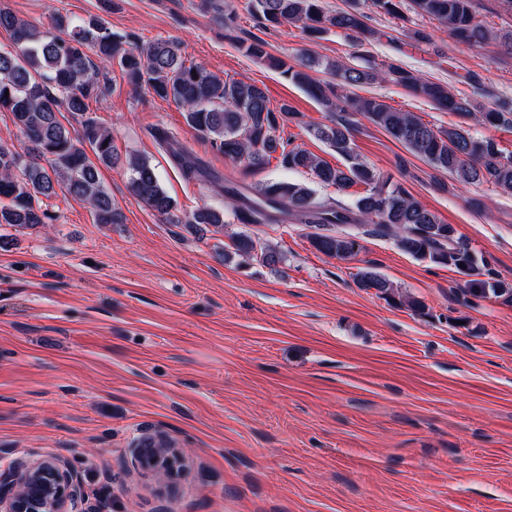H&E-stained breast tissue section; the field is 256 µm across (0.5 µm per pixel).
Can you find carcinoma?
Returning a JSON list of instances; mask_svg holds the SVG:
<instances>
[{"instance_id": "obj_1", "label": "carcinoma", "mask_w": 512, "mask_h": 512, "mask_svg": "<svg viewBox=\"0 0 512 512\" xmlns=\"http://www.w3.org/2000/svg\"><path fill=\"white\" fill-rule=\"evenodd\" d=\"M416 10L437 19L455 37L470 44L484 43L492 34L476 17L472 0H411ZM254 10L273 26L299 24L310 35H322L332 28L359 40L380 39L382 34L368 28L367 16L356 9L325 11L322 0H253ZM55 34L0 9V30L7 32L13 49L0 50V112H8L25 139L18 151L0 142V225L33 228L46 223L47 210L41 198L56 189L88 202L98 224H119L121 214L100 182V167L125 166L129 171L130 193L166 224L194 227L224 226V211L201 206L191 214H180L176 202L161 186L154 167L145 157L122 158L112 132L89 115V101L106 94L109 83L105 70L116 66L128 83L146 88L155 96L171 101L183 112L186 124L197 135L210 140L224 159L244 167L261 168L276 161L284 170L303 169L315 182L346 192L354 186L364 190L350 207L338 200L318 196L305 184L285 180L269 181L245 193L209 171L172 132H162L158 143L172 157L187 181H208L234 202L235 217L242 224L278 223L293 218L317 228L372 224L373 232L388 236L396 247L423 261L452 266L468 277L464 291L478 297L491 293L512 296V283L482 279L483 272L468 244L456 237L455 229L444 224L416 201L389 175L360 160L352 147L353 123L313 127L314 136L345 160L332 165L283 138L279 129L296 113L284 103L270 107L266 93L245 80L225 79L182 55L174 41H157L147 46L134 44L112 32L97 17L70 25L64 17L54 21ZM93 55H88L87 50ZM244 54L279 71L287 80L306 90L313 98L339 111L355 112L382 128L412 153L425 159L435 170L455 175L468 184L492 185L512 195V152L501 149L492 139H477L470 127L460 123L435 130L410 112H399L375 98L337 94L334 88L313 78L307 70L314 61L294 65L265 50V43L240 45ZM343 90L369 83L376 74L353 65L326 63ZM394 82L410 89L444 110L464 119L495 128L512 129V108L476 112L468 99L456 97L447 86L426 80L411 70L389 67ZM82 118L83 134L71 135L61 121V110ZM313 246L340 261L354 259L360 251L358 236L346 230L333 234L315 233ZM234 252L264 265L281 262L271 245L248 234L232 239ZM360 284L392 300L393 285L367 268L359 272Z\"/></svg>"}]
</instances>
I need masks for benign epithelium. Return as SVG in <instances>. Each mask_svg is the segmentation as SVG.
<instances>
[{
  "mask_svg": "<svg viewBox=\"0 0 512 512\" xmlns=\"http://www.w3.org/2000/svg\"><path fill=\"white\" fill-rule=\"evenodd\" d=\"M135 463L167 479L190 459L184 448L174 450L163 436L135 444ZM85 499L78 477L58 458H33L0 468V512H80Z\"/></svg>",
  "mask_w": 512,
  "mask_h": 512,
  "instance_id": "1",
  "label": "benign epithelium"
}]
</instances>
